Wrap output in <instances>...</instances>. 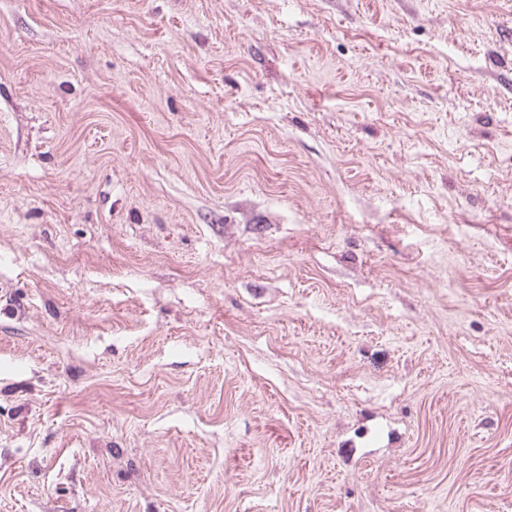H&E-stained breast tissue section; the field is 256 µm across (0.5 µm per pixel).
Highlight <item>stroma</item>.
Returning <instances> with one entry per match:
<instances>
[{"label":"stroma","mask_w":512,"mask_h":512,"mask_svg":"<svg viewBox=\"0 0 512 512\" xmlns=\"http://www.w3.org/2000/svg\"><path fill=\"white\" fill-rule=\"evenodd\" d=\"M0 512H512V0H0Z\"/></svg>","instance_id":"35a3bbf8"}]
</instances>
